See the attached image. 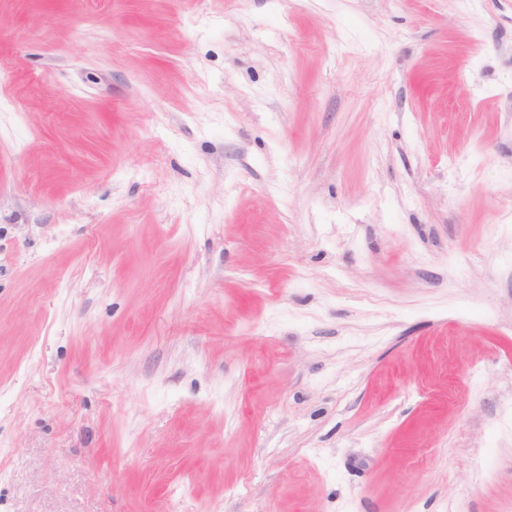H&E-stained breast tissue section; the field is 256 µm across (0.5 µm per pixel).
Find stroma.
<instances>
[{
  "instance_id": "35a3bbf8",
  "label": "stroma",
  "mask_w": 512,
  "mask_h": 512,
  "mask_svg": "<svg viewBox=\"0 0 512 512\" xmlns=\"http://www.w3.org/2000/svg\"><path fill=\"white\" fill-rule=\"evenodd\" d=\"M512 0H0V512H512Z\"/></svg>"
}]
</instances>
